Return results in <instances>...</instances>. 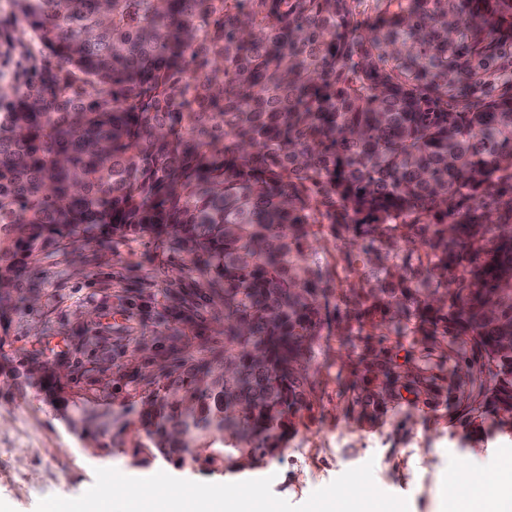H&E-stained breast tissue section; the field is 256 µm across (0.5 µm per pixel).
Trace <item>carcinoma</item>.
<instances>
[{"label": "carcinoma", "mask_w": 512, "mask_h": 512, "mask_svg": "<svg viewBox=\"0 0 512 512\" xmlns=\"http://www.w3.org/2000/svg\"><path fill=\"white\" fill-rule=\"evenodd\" d=\"M322 224L357 248V335L457 341L471 423L511 437L512 0H0V290L129 235L224 288V351L136 408L50 375L84 447L221 475L280 455L332 295Z\"/></svg>", "instance_id": "1"}]
</instances>
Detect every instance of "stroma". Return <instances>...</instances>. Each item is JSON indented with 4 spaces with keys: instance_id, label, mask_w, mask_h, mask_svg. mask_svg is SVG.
<instances>
[{
    "instance_id": "35a3bbf8",
    "label": "stroma",
    "mask_w": 512,
    "mask_h": 512,
    "mask_svg": "<svg viewBox=\"0 0 512 512\" xmlns=\"http://www.w3.org/2000/svg\"><path fill=\"white\" fill-rule=\"evenodd\" d=\"M312 250L333 289L349 288L354 275L329 228ZM222 309L197 268L150 235L94 241L24 269L0 298V512L78 497L98 468L140 478L173 470L160 459L134 467L127 448L83 447L44 393L25 384V369L51 368L81 397L118 409L141 376L201 347L223 348ZM337 319L341 330L315 345L313 390L294 436L257 472L272 477L275 496L303 504L368 461L377 487L408 498L410 512H458L449 479L457 473L480 487L481 461L498 463L512 484V438L459 445L468 410L460 378L478 357L445 355L412 335L349 342L357 321L343 307Z\"/></svg>"
}]
</instances>
